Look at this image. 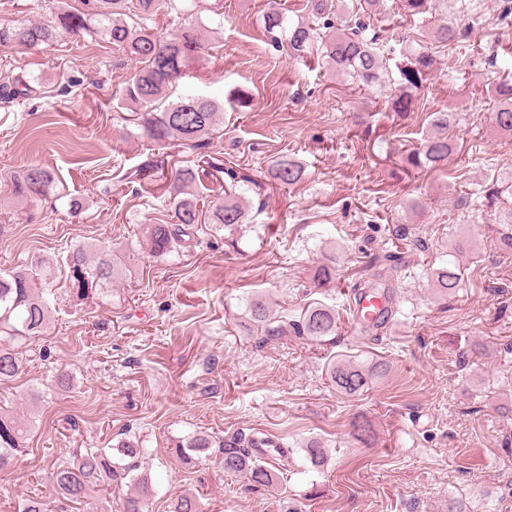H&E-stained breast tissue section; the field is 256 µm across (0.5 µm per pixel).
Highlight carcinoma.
<instances>
[{
    "label": "carcinoma",
    "instance_id": "cac0c4a2",
    "mask_svg": "<svg viewBox=\"0 0 512 512\" xmlns=\"http://www.w3.org/2000/svg\"><path fill=\"white\" fill-rule=\"evenodd\" d=\"M196 3L198 0H80L77 6H62L52 22L29 21L13 28H0V47L29 49L49 44L58 36L80 37L99 35L142 63L137 73L123 88L126 100L138 105L137 117L141 136L157 144L179 143L193 149L205 147L224 120V104L205 96H187L176 103L162 105L168 90L187 76L190 66L205 53L202 29L192 25L162 32L155 27L158 12L173 7L176 2ZM313 18L321 28L307 23L287 24V15L269 0L270 9L264 15L265 30L272 34L288 29V54L302 58L315 50L326 65L346 75L364 87L385 83L386 70L380 53L381 35L364 20L365 16L383 5L382 0H363L358 8L331 17L327 0H308ZM445 0H398L405 15L424 18ZM461 33L446 23L433 29L431 37L445 45L458 41ZM401 82L395 87L392 108L408 112L416 92L433 72L436 60L428 49L400 51ZM32 93L29 82L17 78L11 85L0 87V99L15 102ZM498 100L493 113L494 124L512 134V76L499 79L493 88ZM455 121L452 112L434 113L430 129L421 144L410 151L408 161L416 168L436 170L448 164L454 151V140L448 131ZM222 163L203 159V164H178L170 168L166 193L174 212V222L152 224L147 229L151 252L160 256L195 239L202 223L203 200L197 192L209 170ZM305 177L302 163L288 155L278 157L268 168V179L275 185L295 186ZM56 175L47 168L27 169L19 182L17 193L36 200L47 196ZM483 206L490 209L496 223L503 225L501 244L512 250V173H499L482 190ZM210 223L221 224L229 233L248 223V213L242 197L234 191L224 192L209 201ZM72 269L73 287L84 297L96 289L112 285L118 271L105 250L84 243L74 245L67 255ZM459 266L451 264L433 270V287L446 295L458 287ZM52 267L39 258L29 268L0 270V382L10 381L23 370V352L19 348L34 336L44 333L50 324L54 303L50 300L48 276ZM250 320L264 327L269 336H282L293 330L299 336L322 341L336 332V309L323 303L306 308L299 320L290 324L277 320L266 296L256 294L247 303ZM386 364L377 362L366 368L351 360H339L329 367L331 381L345 395H357L369 380L385 371ZM30 426L20 416L0 415V470L8 467L22 447ZM172 454L183 464L190 465L202 456L216 455L224 462V471L243 476L249 483L268 486L273 471L253 457L244 442L236 437L214 439L205 432H193L172 440ZM147 449L138 439L125 437L109 448H87L72 461L52 465L56 486L61 495L82 504L92 494L112 487H127L122 512H148L156 493L148 470L143 467ZM169 512H203L201 500L193 494H181L169 505Z\"/></svg>",
    "mask_w": 512,
    "mask_h": 512
}]
</instances>
